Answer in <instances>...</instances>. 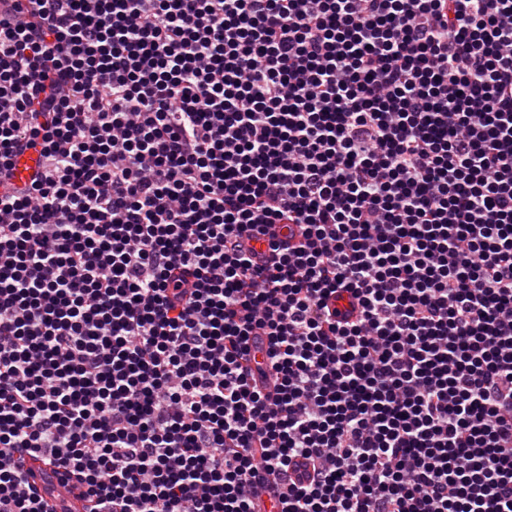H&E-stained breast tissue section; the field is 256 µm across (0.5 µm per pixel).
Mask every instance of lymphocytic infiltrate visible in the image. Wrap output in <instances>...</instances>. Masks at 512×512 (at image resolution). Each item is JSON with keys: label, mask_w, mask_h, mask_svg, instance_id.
<instances>
[{"label": "lymphocytic infiltrate", "mask_w": 512, "mask_h": 512, "mask_svg": "<svg viewBox=\"0 0 512 512\" xmlns=\"http://www.w3.org/2000/svg\"><path fill=\"white\" fill-rule=\"evenodd\" d=\"M28 457L512 512V0H0V512ZM40 155L34 150H27L14 157L15 178L19 182H25L38 167Z\"/></svg>", "instance_id": "f902f5d3"}]
</instances>
